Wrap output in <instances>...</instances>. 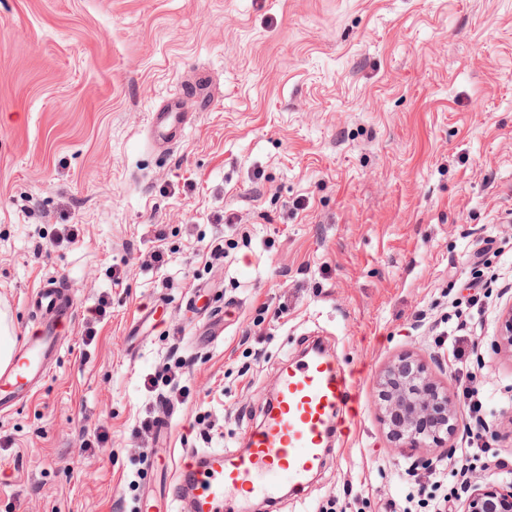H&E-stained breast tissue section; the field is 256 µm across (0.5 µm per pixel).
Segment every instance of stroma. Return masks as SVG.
<instances>
[{"label": "stroma", "mask_w": 512, "mask_h": 512, "mask_svg": "<svg viewBox=\"0 0 512 512\" xmlns=\"http://www.w3.org/2000/svg\"><path fill=\"white\" fill-rule=\"evenodd\" d=\"M202 75L210 105L153 150L152 112L193 102ZM490 236L498 255L475 265ZM48 278L75 320L36 396L0 413V512H142L185 449L241 450L316 339L356 376L360 414L269 512H398L413 463L442 450L394 448L376 379L402 354L438 357L458 397L438 341L473 282L467 368L490 390L488 453L512 459V356L495 347L512 303V0H0V311L17 338ZM180 359L169 436L139 432L160 413L146 377Z\"/></svg>", "instance_id": "stroma-1"}]
</instances>
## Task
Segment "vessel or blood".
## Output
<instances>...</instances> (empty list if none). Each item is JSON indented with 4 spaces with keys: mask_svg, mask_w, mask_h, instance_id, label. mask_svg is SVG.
<instances>
[{
    "mask_svg": "<svg viewBox=\"0 0 512 512\" xmlns=\"http://www.w3.org/2000/svg\"><path fill=\"white\" fill-rule=\"evenodd\" d=\"M187 122L188 114L178 102L153 113L156 144L168 145ZM28 305L42 329L0 367L3 412L24 405L44 379L59 351L61 330L75 313L68 288L57 278L41 283ZM359 402L352 377L339 371L325 353L311 351L281 371L276 396L262 422L248 433L244 452L186 449L160 496L181 504L184 512H240L241 502H273L282 490L299 491L331 444L334 418L352 415Z\"/></svg>",
    "mask_w": 512,
    "mask_h": 512,
    "instance_id": "b4317fda",
    "label": "vessel or blood"
}]
</instances>
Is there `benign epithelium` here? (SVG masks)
<instances>
[{"label":"benign epithelium","instance_id":"1","mask_svg":"<svg viewBox=\"0 0 512 512\" xmlns=\"http://www.w3.org/2000/svg\"><path fill=\"white\" fill-rule=\"evenodd\" d=\"M500 346L512 352V306L499 335ZM379 415L398 446L424 448L451 435L456 426L455 402L448 390L430 378L427 366L413 357L387 364L376 379ZM463 512H512V482L473 478L466 488Z\"/></svg>","mask_w":512,"mask_h":512}]
</instances>
